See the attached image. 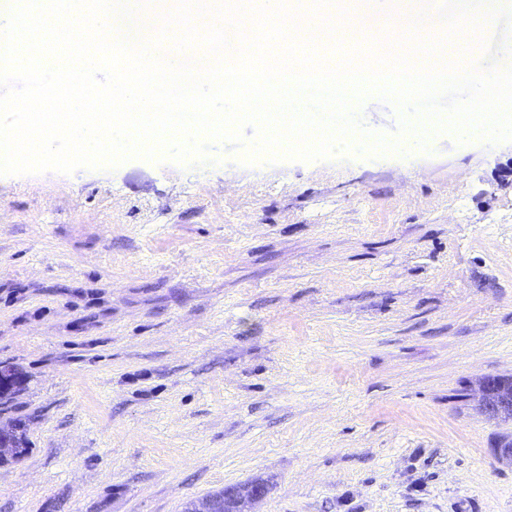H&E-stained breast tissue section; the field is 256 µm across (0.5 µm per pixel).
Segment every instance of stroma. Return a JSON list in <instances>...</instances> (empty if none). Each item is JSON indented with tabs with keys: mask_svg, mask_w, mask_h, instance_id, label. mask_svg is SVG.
Instances as JSON below:
<instances>
[{
	"mask_svg": "<svg viewBox=\"0 0 512 512\" xmlns=\"http://www.w3.org/2000/svg\"><path fill=\"white\" fill-rule=\"evenodd\" d=\"M0 175V512H512V141ZM478 404L489 419H511L512 380L510 382L508 378H485L479 384ZM266 488L257 483H246L224 487V508L219 505L213 495L223 494V490L217 491L211 496L199 497L192 500L188 512H248L263 498Z\"/></svg>",
	"mask_w": 512,
	"mask_h": 512,
	"instance_id": "obj_1",
	"label": "stroma"
}]
</instances>
